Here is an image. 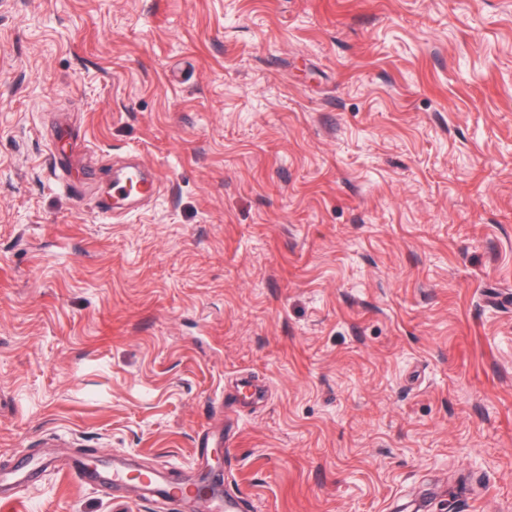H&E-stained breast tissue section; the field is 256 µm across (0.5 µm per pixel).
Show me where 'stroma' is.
I'll return each mask as SVG.
<instances>
[{"label": "stroma", "mask_w": 512, "mask_h": 512, "mask_svg": "<svg viewBox=\"0 0 512 512\" xmlns=\"http://www.w3.org/2000/svg\"><path fill=\"white\" fill-rule=\"evenodd\" d=\"M132 156L160 192L103 217ZM15 448L214 470L245 512H512V0H0Z\"/></svg>", "instance_id": "1"}]
</instances>
